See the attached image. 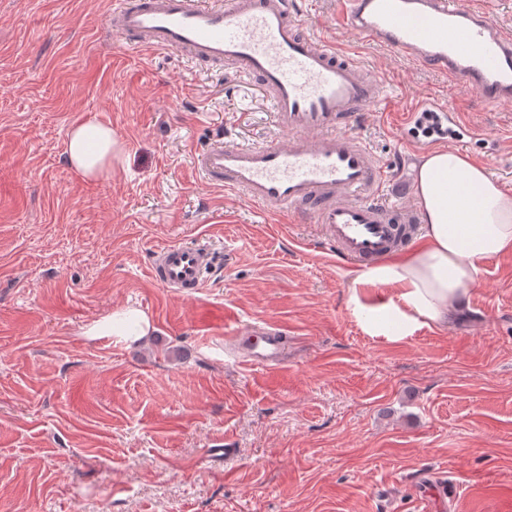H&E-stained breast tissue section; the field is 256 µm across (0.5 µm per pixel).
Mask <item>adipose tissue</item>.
<instances>
[{
  "instance_id": "ef3b65f1",
  "label": "adipose tissue",
  "mask_w": 512,
  "mask_h": 512,
  "mask_svg": "<svg viewBox=\"0 0 512 512\" xmlns=\"http://www.w3.org/2000/svg\"><path fill=\"white\" fill-rule=\"evenodd\" d=\"M117 141L111 127L74 126L67 141L71 167L95 178L112 169ZM414 193L421 206L423 243L410 253L353 270L348 308L371 334L399 341L429 323L447 322L470 296L479 262L512 252V193L487 169L453 150L426 154ZM390 288L376 309L366 308L358 289ZM150 322L138 310L113 313L97 323L98 335L128 343L146 336Z\"/></svg>"
}]
</instances>
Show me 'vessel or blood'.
Listing matches in <instances>:
<instances>
[{"instance_id": "vessel-or-blood-1", "label": "vessel or blood", "mask_w": 512, "mask_h": 512, "mask_svg": "<svg viewBox=\"0 0 512 512\" xmlns=\"http://www.w3.org/2000/svg\"><path fill=\"white\" fill-rule=\"evenodd\" d=\"M342 21L364 41L430 67L474 91L489 107L512 103V27L485 0H342ZM108 26L131 49L178 52L190 62L225 63L252 77L268 96L284 140L265 144L215 135L195 150L205 182L243 196L271 215L291 212L319 224L337 257L382 260L412 234V211L385 192L387 171L355 129L385 96L362 61L303 31L292 0H118ZM435 113L444 128L462 126L450 101L417 100L400 121ZM217 266L202 242L156 250L153 279L191 296ZM287 329L250 325L230 337L240 362L275 367L287 359Z\"/></svg>"}]
</instances>
